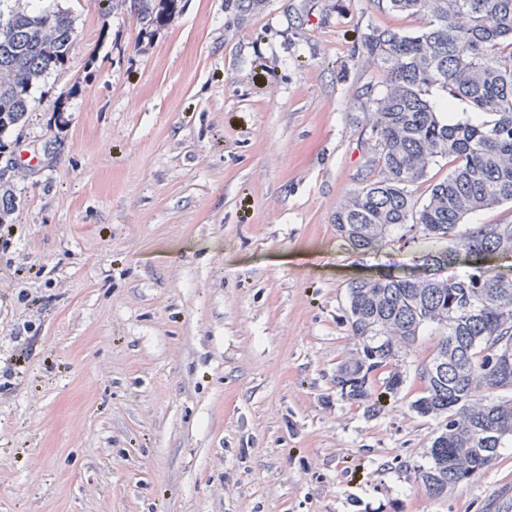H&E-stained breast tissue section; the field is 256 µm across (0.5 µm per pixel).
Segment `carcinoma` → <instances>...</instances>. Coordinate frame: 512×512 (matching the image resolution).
<instances>
[{
	"instance_id": "cac0c4a2",
	"label": "carcinoma",
	"mask_w": 512,
	"mask_h": 512,
	"mask_svg": "<svg viewBox=\"0 0 512 512\" xmlns=\"http://www.w3.org/2000/svg\"><path fill=\"white\" fill-rule=\"evenodd\" d=\"M249 14L266 0H226ZM147 33L159 0H128ZM382 10L423 20L416 34L374 27L362 47L388 70L373 98V167L331 217L356 255L396 242L415 248L413 263L347 285L346 322L355 352L336 369L343 399L374 416L375 397L397 395L405 382L399 361L431 325L440 330L432 356L418 370L421 394L410 408L441 419L431 463L416 471L426 494L440 499L488 470L494 452L512 441V268L490 261L512 255V224L457 227L475 212L512 202V0H377ZM74 18L67 9L0 11V183L14 168V147L30 89L66 65ZM440 92L439 99L433 92ZM470 112L443 113L456 102ZM448 174L428 173L440 162ZM461 265L452 276L443 270Z\"/></svg>"
}]
</instances>
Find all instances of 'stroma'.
<instances>
[{"label": "stroma", "instance_id": "obj_1", "mask_svg": "<svg viewBox=\"0 0 512 512\" xmlns=\"http://www.w3.org/2000/svg\"><path fill=\"white\" fill-rule=\"evenodd\" d=\"M56 4L72 49L31 90L0 218V512H512V447L440 500L415 478L438 330L380 415L332 383L356 348L347 284L413 259L355 255L331 222L371 169L387 79L361 38L419 20L181 0L145 40L126 0L8 2Z\"/></svg>", "mask_w": 512, "mask_h": 512}]
</instances>
